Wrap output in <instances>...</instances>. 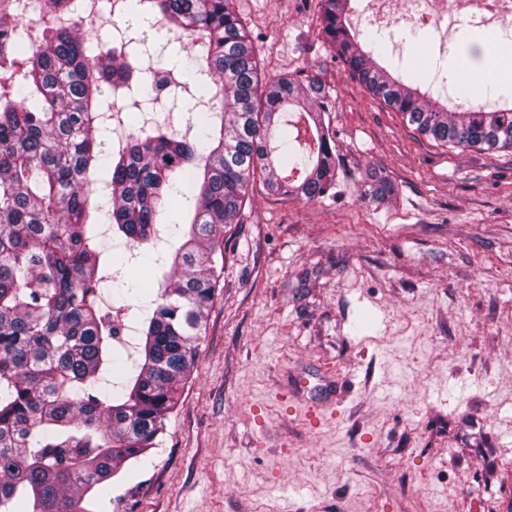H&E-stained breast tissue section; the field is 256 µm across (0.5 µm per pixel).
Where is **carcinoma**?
Segmentation results:
<instances>
[{"label":"carcinoma","mask_w":512,"mask_h":512,"mask_svg":"<svg viewBox=\"0 0 512 512\" xmlns=\"http://www.w3.org/2000/svg\"><path fill=\"white\" fill-rule=\"evenodd\" d=\"M51 38L25 43L22 0H0V512H110L112 477L157 445L176 396L193 373L198 340L219 287L218 239L239 223L256 178L280 195L336 196V144L325 125L330 90L318 80L260 81L249 32L232 0H125L160 32L183 36L182 69L207 75V110L192 135L148 121L109 152L101 132L125 90L126 108L170 109L190 92L160 65L138 66L134 38L120 50L64 25L73 0H37ZM323 29L373 96L413 130L450 148L512 149V106L448 107L373 58L379 43L354 28L351 0H321ZM108 169L109 194L95 193ZM187 181L195 204L168 202ZM394 186L370 169L361 196L384 203ZM108 209L130 278L100 239L92 214ZM177 237L166 255L148 245ZM124 314L99 310L102 283ZM151 315L132 319L137 342L120 340L145 288Z\"/></svg>","instance_id":"cac0c4a2"}]
</instances>
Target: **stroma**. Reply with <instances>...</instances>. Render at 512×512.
Masks as SVG:
<instances>
[{
	"label": "stroma",
	"instance_id": "obj_1",
	"mask_svg": "<svg viewBox=\"0 0 512 512\" xmlns=\"http://www.w3.org/2000/svg\"><path fill=\"white\" fill-rule=\"evenodd\" d=\"M233 4L263 80L329 88L339 193L254 182L194 373L114 478L116 512H512V150L414 131L337 58L319 0ZM387 31L415 75L491 39ZM372 167L388 202L359 193Z\"/></svg>",
	"mask_w": 512,
	"mask_h": 512
}]
</instances>
